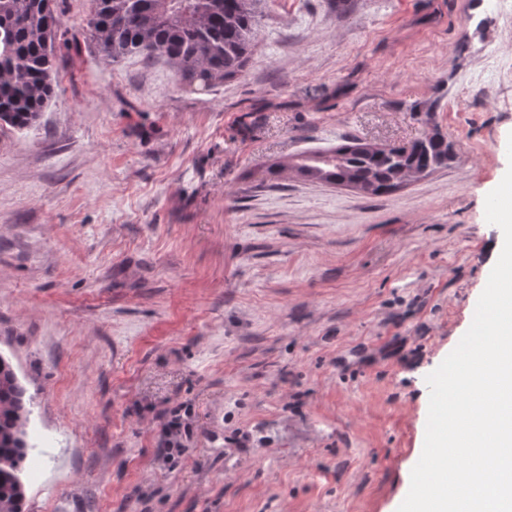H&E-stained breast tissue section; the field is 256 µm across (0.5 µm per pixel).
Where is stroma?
<instances>
[{"instance_id":"obj_1","label":"stroma","mask_w":512,"mask_h":512,"mask_svg":"<svg viewBox=\"0 0 512 512\" xmlns=\"http://www.w3.org/2000/svg\"><path fill=\"white\" fill-rule=\"evenodd\" d=\"M55 6V94L0 126V355L51 442L24 512H397L503 239L512 0H261L207 91ZM436 130L447 166L382 196L290 169Z\"/></svg>"}]
</instances>
